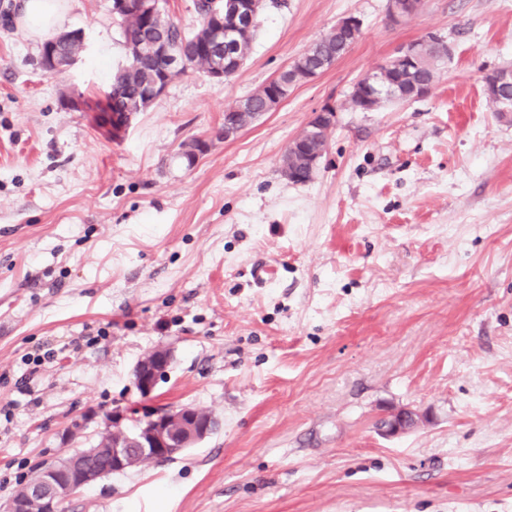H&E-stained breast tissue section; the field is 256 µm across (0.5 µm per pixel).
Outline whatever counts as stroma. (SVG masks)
Here are the masks:
<instances>
[{
  "mask_svg": "<svg viewBox=\"0 0 512 512\" xmlns=\"http://www.w3.org/2000/svg\"><path fill=\"white\" fill-rule=\"evenodd\" d=\"M21 3L0 0V503L112 411L195 407L215 434L59 512H512V114L483 82L512 66V0H423L400 25L388 0H265L234 76L181 75L116 134L110 0H72L60 76ZM349 15L335 66L223 140L226 105ZM429 31L453 46L429 97L347 105ZM329 104L316 174L289 181L286 146ZM160 347L146 398L133 370ZM402 408L416 425L382 435Z\"/></svg>",
  "mask_w": 512,
  "mask_h": 512,
  "instance_id": "35a3bbf8",
  "label": "stroma"
}]
</instances>
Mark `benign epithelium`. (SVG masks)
I'll use <instances>...</instances> for the list:
<instances>
[{
    "instance_id": "7a95c632",
    "label": "benign epithelium",
    "mask_w": 512,
    "mask_h": 512,
    "mask_svg": "<svg viewBox=\"0 0 512 512\" xmlns=\"http://www.w3.org/2000/svg\"><path fill=\"white\" fill-rule=\"evenodd\" d=\"M263 5V0H225L224 9L214 11L207 17L213 27V44L231 53L250 36L254 16ZM157 7V0H113L112 13L124 15L134 10L147 16ZM421 7L420 0H389L388 16L393 24H399L412 16ZM442 37L429 33L402 45L396 55L378 65L361 79L363 94L362 109L370 111L372 102L384 97L392 102L405 103L407 98L393 83L382 82L384 69L391 63L412 65L421 54L423 45L440 41ZM167 62V69L152 85V100L161 98L172 82V73L184 66L182 60L168 47H154ZM172 353L168 348H158L141 359L134 371L136 386L141 394L148 395L169 367ZM125 416L116 411L106 425L120 439L112 448V465L118 470L127 468L133 452L152 458H173L185 448H191L210 434L197 410L183 409L179 412H161L141 422L133 429L123 426ZM99 479V476L75 465L71 456H62L32 483L24 496L0 504V512H57L58 505L73 497L83 487Z\"/></svg>"
}]
</instances>
